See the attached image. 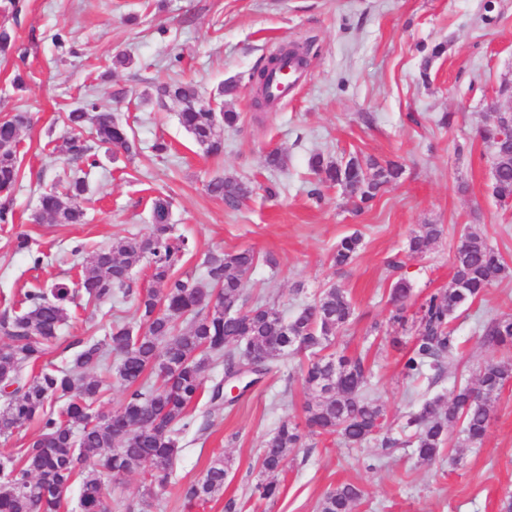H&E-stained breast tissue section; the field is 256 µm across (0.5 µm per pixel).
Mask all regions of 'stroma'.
Listing matches in <instances>:
<instances>
[{
    "label": "stroma",
    "mask_w": 512,
    "mask_h": 512,
    "mask_svg": "<svg viewBox=\"0 0 512 512\" xmlns=\"http://www.w3.org/2000/svg\"><path fill=\"white\" fill-rule=\"evenodd\" d=\"M6 2L0 0V26L12 30L26 55H0V118L28 112L32 124L18 146L20 180L11 196L0 195L14 211L13 223L0 224V315L28 290L75 284L84 262L76 245L148 234L151 202L163 192L173 201L176 233L195 244L178 272L201 276L208 252L250 247L259 262L244 279L247 305L270 302L289 316L328 286L349 293L355 316L337 332L335 347L367 352L371 396L392 438L402 436L398 417L427 393L451 394L475 383L484 362L507 358L483 343L481 327L512 313V277L457 312L452 326L460 350L444 379L431 388L406 380L401 361L413 335L391 320L394 275L386 261L404 251L419 225H441L440 239L406 261L413 312L448 287L454 250L468 231L486 236L512 266V204L491 192V150L479 136L492 122L486 97L512 82V0H16L14 13L5 11ZM58 30L68 32L71 51L53 45ZM287 43L310 45L309 65L287 100L255 109L248 76ZM439 43L443 53L431 57ZM119 54L132 64H114ZM18 74L20 86L13 82ZM168 77L194 84L205 98L222 82L238 83L224 104L241 120L225 131L223 156L198 149L178 123L177 103L161 110L143 102L155 80ZM87 95L100 111L128 122L141 151L88 170L86 223H32L40 193L76 169L57 148L65 111ZM158 140L169 144L168 153L153 150ZM274 149L286 155L284 169L265 168ZM316 153L334 161L351 153L395 160L403 173L357 214L341 188L326 190L320 203L311 197L317 176L309 161ZM216 176L249 183L253 193L228 209L206 190ZM271 181L279 190L274 199L262 190ZM21 231L31 238L30 252L15 249ZM355 231L362 236L357 257L333 266L336 242ZM35 252L41 264H33ZM269 254L276 266L265 263ZM116 319L139 323L131 303L76 300L45 363L71 365L73 337L97 341ZM374 323L382 333L370 334ZM301 365L297 359L273 366L232 407L199 401L194 416L209 415L211 424L183 434L167 489L148 490L142 472H132L108 485V512H224L231 497L241 512H317L323 496L345 482L363 492L355 512H505L512 500V381L496 398L482 444L451 445L440 462L426 464L410 449L387 450L376 440L349 448L337 436L309 437L279 473L280 495L261 499L255 486L264 479L265 441L282 420L304 421ZM219 456L230 461L223 495L189 505L183 487Z\"/></svg>",
    "instance_id": "35a3bbf8"
}]
</instances>
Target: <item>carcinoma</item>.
<instances>
[{"label": "carcinoma", "mask_w": 512, "mask_h": 512, "mask_svg": "<svg viewBox=\"0 0 512 512\" xmlns=\"http://www.w3.org/2000/svg\"><path fill=\"white\" fill-rule=\"evenodd\" d=\"M237 83L218 87L211 103L199 102L194 85L177 80L156 86V102L170 99L180 104L178 120L208 157L224 154V129L234 127L239 114L224 108V97L234 94ZM70 127L61 153L67 161L99 166L93 146L128 158L139 152L132 128L110 112L98 110L86 96L82 105L67 114ZM31 126L28 112H15L0 120V193L11 192L20 179L17 147L21 132ZM498 130L487 126L481 138L499 145L495 160L497 178L493 195L512 199V142L496 143ZM319 184L339 186L362 206L373 201L402 175L395 161L381 165L355 156L346 163L327 160L321 154L311 159ZM208 192L236 208L251 193V187L235 178H215ZM89 192L85 177L74 176L57 190L39 196L33 216L37 224H80ZM172 199L158 195L152 202V224L145 237H124L87 253L80 278L81 297L88 303L107 299L131 301L139 326L116 320L102 339L79 347L72 370L32 369L57 339L68 318L73 294L65 284L34 288L24 294L20 311L0 322V387L5 397L0 407V435H11L32 422L37 435L15 455H0V512H61L62 492L74 483L80 486L82 512H106L103 477L120 482L128 473L147 466L146 480L164 489L180 452V436L191 424V407L203 392L206 364L212 356L222 358L224 373L250 361L256 362L257 378L286 359L309 354L304 383L309 391L306 427L283 420L265 441L263 472L276 474L288 456L302 447L305 435H340L351 447L378 440L383 448L399 444L415 449L418 459L433 463L442 449L456 439L467 445L484 440L491 418L492 398L512 380V361L490 360L480 368L477 386L460 385L451 397L437 394L417 410L403 416L401 442L384 435L383 411L371 398L369 368L365 358L345 352L325 353L336 332L352 321L355 308L348 293L335 285L326 288L311 304L286 319L268 304L245 307L244 278L257 262L251 248L231 253L210 252L202 261L204 277L176 273V265L191 251L184 236L174 234L170 222ZM442 233L438 224H422L410 237L406 256L422 255ZM361 238L354 232L336 243L332 262L350 264L357 256ZM147 264L152 286L132 288L131 272ZM450 285L431 294L412 319L404 315L411 285L401 274L392 283V321L413 323L414 343L402 365L404 378H421L433 385L444 377L446 363L458 350L451 321L455 313L469 308L512 269L492 248L486 237L464 234L452 258ZM245 310L240 318H224L222 307ZM187 320L180 328L179 320ZM482 339L490 347L512 346V313H504L482 327ZM115 363L107 364L108 355ZM119 386L126 399L122 409L108 417L96 407L112 387ZM67 403L54 413L47 405L56 398ZM229 462L219 456L204 476L183 490L189 503H205L224 492ZM361 499L360 489L343 483L324 495L318 512H353Z\"/></svg>", "instance_id": "obj_1"}]
</instances>
